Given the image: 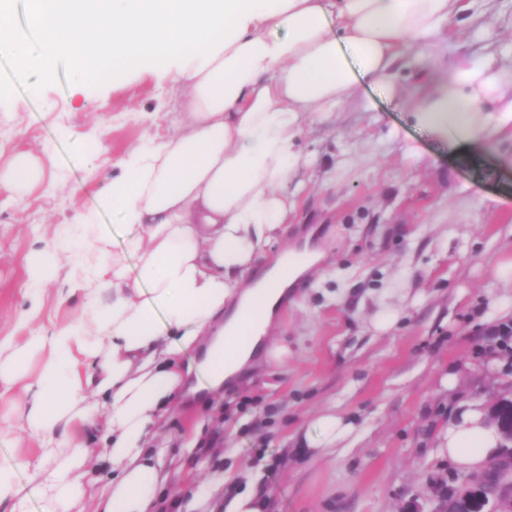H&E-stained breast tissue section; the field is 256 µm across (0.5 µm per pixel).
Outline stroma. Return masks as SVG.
Segmentation results:
<instances>
[{
	"label": "stroma",
	"instance_id": "obj_1",
	"mask_svg": "<svg viewBox=\"0 0 512 512\" xmlns=\"http://www.w3.org/2000/svg\"><path fill=\"white\" fill-rule=\"evenodd\" d=\"M470 13L424 53L406 52L400 84L416 100L432 78L479 64L500 127L479 143L445 139L370 86L304 127L305 166L285 186L298 202L287 240L314 231L329 264L279 313L271 336L287 357L258 351L233 384L180 396L163 418L162 512L216 471L232 478L211 484V512L248 488L270 493V512H445L467 486L440 451L449 416L512 398V0H473ZM44 62L57 83L0 81V166L26 154L42 170L22 193H0V336L28 306L24 260L49 225L97 224L110 250L124 249L125 228L82 187L74 132L103 122L119 157L174 118L145 68L81 87L73 55ZM385 308L397 320L380 333L372 322ZM326 410L355 430L316 460L304 436Z\"/></svg>",
	"mask_w": 512,
	"mask_h": 512
}]
</instances>
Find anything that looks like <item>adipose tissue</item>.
Wrapping results in <instances>:
<instances>
[{
  "label": "adipose tissue",
  "mask_w": 512,
  "mask_h": 512,
  "mask_svg": "<svg viewBox=\"0 0 512 512\" xmlns=\"http://www.w3.org/2000/svg\"><path fill=\"white\" fill-rule=\"evenodd\" d=\"M37 40L14 29L12 0H0V54L18 78L53 83L34 68L53 50L81 46L77 71L93 82L104 67L149 66L177 95L165 135L146 136L112 159L91 128L75 140L92 161L86 180L102 209L130 232L127 267L108 256L88 224H56L52 240L26 259L20 290L28 308L17 334L0 336V389L24 400L9 440H38L40 454L0 465V512H29L17 478L26 469L44 488L43 512H157L168 476L156 449L159 424L192 374L220 390L251 362L289 288L323 256L283 249L297 207L283 186L301 167L305 124L356 104L364 85L399 93L402 46L425 48L450 18L467 24L461 0H27ZM480 71L459 66L413 106L419 125L477 142L493 117L479 103ZM118 168L111 184L98 171ZM58 304L78 299L79 316L41 320L56 281ZM199 361L182 365L187 352ZM41 356L36 376L27 363ZM96 428L98 448L78 437ZM305 442L316 452L353 431L324 412ZM501 438L485 408L462 404L448 421L445 451L466 473L485 471ZM112 477L89 480L92 465Z\"/></svg>",
  "instance_id": "ef3b65f1"
}]
</instances>
